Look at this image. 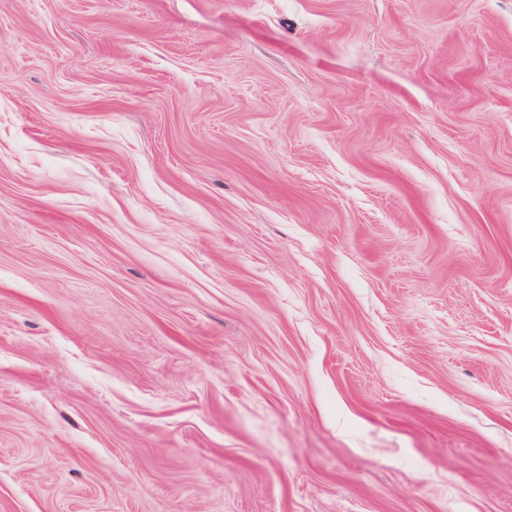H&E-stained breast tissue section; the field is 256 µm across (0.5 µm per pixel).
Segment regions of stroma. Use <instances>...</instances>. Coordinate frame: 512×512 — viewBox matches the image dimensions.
<instances>
[{
	"instance_id": "obj_1",
	"label": "stroma",
	"mask_w": 512,
	"mask_h": 512,
	"mask_svg": "<svg viewBox=\"0 0 512 512\" xmlns=\"http://www.w3.org/2000/svg\"><path fill=\"white\" fill-rule=\"evenodd\" d=\"M0 512H512V0H0Z\"/></svg>"
}]
</instances>
